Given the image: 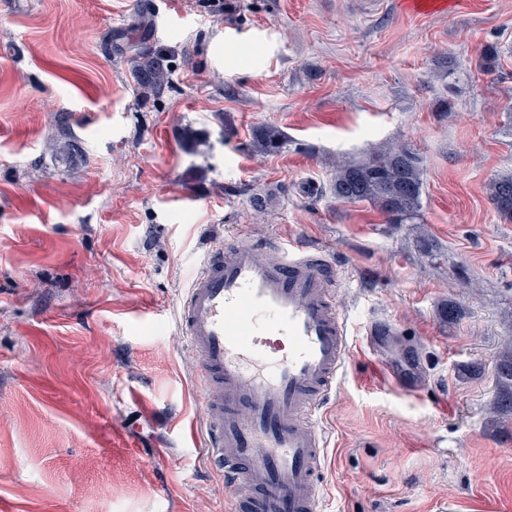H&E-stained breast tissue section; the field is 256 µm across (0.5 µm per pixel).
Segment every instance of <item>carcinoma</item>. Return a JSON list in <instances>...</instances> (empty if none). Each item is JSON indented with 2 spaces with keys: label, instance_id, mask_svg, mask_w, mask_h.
Wrapping results in <instances>:
<instances>
[{
  "label": "carcinoma",
  "instance_id": "carcinoma-1",
  "mask_svg": "<svg viewBox=\"0 0 512 512\" xmlns=\"http://www.w3.org/2000/svg\"><path fill=\"white\" fill-rule=\"evenodd\" d=\"M133 77L141 93L161 97L170 88L171 70L166 60L154 54L137 53ZM283 144L277 129L264 131L254 142L260 152L277 150ZM423 188L420 157L410 148L396 145L375 156L336 166L332 192L336 198L374 205L389 224H414L419 219ZM489 199L497 213L512 221V174L493 178ZM498 392L491 404L493 418L512 413V345L498 354Z\"/></svg>",
  "mask_w": 512,
  "mask_h": 512
}]
</instances>
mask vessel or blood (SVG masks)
<instances>
[{
	"label": "vessel or blood",
	"instance_id": "obj_1",
	"mask_svg": "<svg viewBox=\"0 0 512 512\" xmlns=\"http://www.w3.org/2000/svg\"><path fill=\"white\" fill-rule=\"evenodd\" d=\"M337 278L325 249L239 236L206 247L177 306L200 370L205 453L224 474L230 512H323L320 419L351 362ZM396 330L374 316L364 334L375 344ZM385 375L409 394L425 387L416 355Z\"/></svg>",
	"mask_w": 512,
	"mask_h": 512
}]
</instances>
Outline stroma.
Segmentation results:
<instances>
[{
    "label": "stroma",
    "mask_w": 512,
    "mask_h": 512,
    "mask_svg": "<svg viewBox=\"0 0 512 512\" xmlns=\"http://www.w3.org/2000/svg\"><path fill=\"white\" fill-rule=\"evenodd\" d=\"M447 2L148 0L143 48L173 69L146 99L106 48L137 0H0V506L226 512L175 312L206 245L243 235L339 269L354 363L323 407L326 512H512V415L487 414L512 222L486 194L512 172V0ZM268 128L286 145L255 151ZM394 143L422 159L415 224L331 191L336 162ZM376 314L400 324L388 358H425L423 393L383 380Z\"/></svg>",
    "instance_id": "35a3bbf8"
}]
</instances>
